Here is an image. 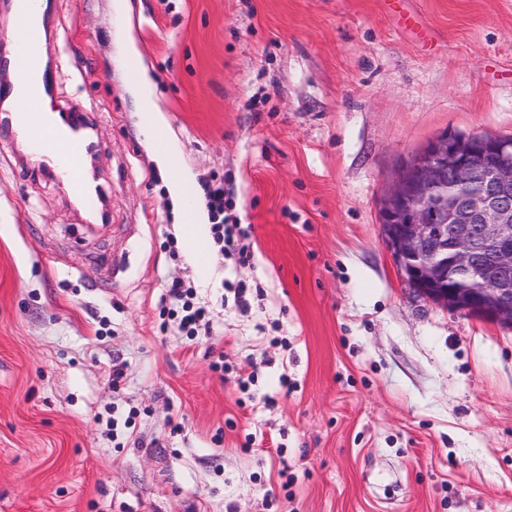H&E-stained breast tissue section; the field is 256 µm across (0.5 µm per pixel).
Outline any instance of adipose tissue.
Returning <instances> with one entry per match:
<instances>
[{
	"label": "adipose tissue",
	"instance_id": "obj_1",
	"mask_svg": "<svg viewBox=\"0 0 512 512\" xmlns=\"http://www.w3.org/2000/svg\"><path fill=\"white\" fill-rule=\"evenodd\" d=\"M130 83V92L145 116L144 141L157 166L166 172L168 192L178 206L177 231L196 263L206 265L207 252L201 226L206 223L207 215L202 206L189 208L185 205L187 198L194 194L192 179L177 162L178 148L170 137L165 115L156 105L152 79L146 71L139 70Z\"/></svg>",
	"mask_w": 512,
	"mask_h": 512
}]
</instances>
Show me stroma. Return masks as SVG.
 Returning a JSON list of instances; mask_svg holds the SVG:
<instances>
[{
    "instance_id": "obj_1",
    "label": "stroma",
    "mask_w": 512,
    "mask_h": 512,
    "mask_svg": "<svg viewBox=\"0 0 512 512\" xmlns=\"http://www.w3.org/2000/svg\"><path fill=\"white\" fill-rule=\"evenodd\" d=\"M48 2L70 39L62 66L42 47L49 105L101 106L108 217L0 141V512H512V329L415 293L379 220L441 133L512 137V0H407L426 44L384 0ZM129 31L249 264L176 246ZM174 281L209 335L161 330Z\"/></svg>"
}]
</instances>
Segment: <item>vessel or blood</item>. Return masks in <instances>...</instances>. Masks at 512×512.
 I'll return each mask as SVG.
<instances>
[{
    "label": "vessel or blood",
    "instance_id": "1",
    "mask_svg": "<svg viewBox=\"0 0 512 512\" xmlns=\"http://www.w3.org/2000/svg\"><path fill=\"white\" fill-rule=\"evenodd\" d=\"M15 10L12 21L20 57L25 62L18 85H0V97H10L13 90H20L28 107L22 112L0 114V127L11 132H24L29 136L34 151L39 153L52 169L69 171V189L88 207H95L99 197L91 189L81 155L86 148L83 140L75 137V128L89 125L96 111L94 103H78L64 110L63 114L45 119L38 107L41 99L53 89L52 73L42 69L39 61L40 16L43 0H13Z\"/></svg>",
    "mask_w": 512,
    "mask_h": 512
}]
</instances>
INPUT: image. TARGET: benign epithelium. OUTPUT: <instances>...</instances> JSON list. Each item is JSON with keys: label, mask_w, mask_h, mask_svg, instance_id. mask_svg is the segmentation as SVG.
I'll list each match as a JSON object with an SVG mask.
<instances>
[{"label": "benign epithelium", "mask_w": 512, "mask_h": 512, "mask_svg": "<svg viewBox=\"0 0 512 512\" xmlns=\"http://www.w3.org/2000/svg\"><path fill=\"white\" fill-rule=\"evenodd\" d=\"M408 284L449 310L512 329V142L445 133L406 161L381 203Z\"/></svg>", "instance_id": "1"}]
</instances>
